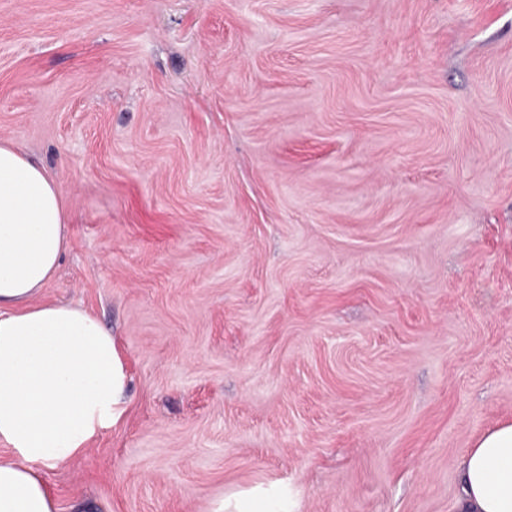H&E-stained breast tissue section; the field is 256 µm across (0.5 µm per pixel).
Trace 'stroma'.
I'll return each instance as SVG.
<instances>
[{
  "label": "stroma",
  "mask_w": 512,
  "mask_h": 512,
  "mask_svg": "<svg viewBox=\"0 0 512 512\" xmlns=\"http://www.w3.org/2000/svg\"><path fill=\"white\" fill-rule=\"evenodd\" d=\"M0 141L131 376L58 512H450L512 419V0H0ZM232 512H288V499L279 492L251 491L236 499Z\"/></svg>",
  "instance_id": "obj_1"
}]
</instances>
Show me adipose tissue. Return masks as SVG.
<instances>
[{
  "mask_svg": "<svg viewBox=\"0 0 512 512\" xmlns=\"http://www.w3.org/2000/svg\"><path fill=\"white\" fill-rule=\"evenodd\" d=\"M53 178L0 144V512H57L43 475L81 457L126 410L129 372L87 310L41 294L68 245ZM453 512H512V421L480 435L459 464Z\"/></svg>",
  "mask_w": 512,
  "mask_h": 512,
  "instance_id": "ef3b65f1",
  "label": "adipose tissue"
}]
</instances>
